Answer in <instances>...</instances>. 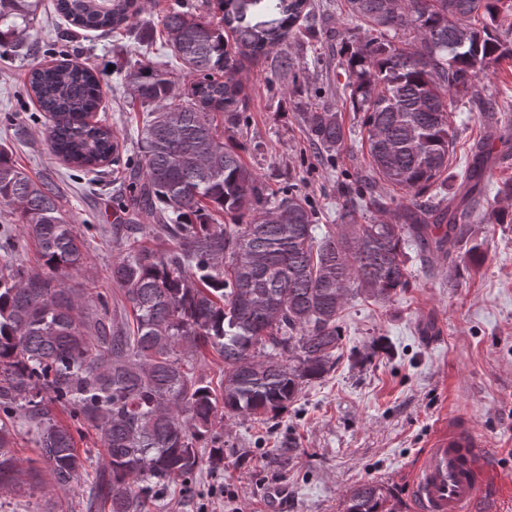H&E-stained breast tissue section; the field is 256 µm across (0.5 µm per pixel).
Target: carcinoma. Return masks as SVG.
<instances>
[{
	"instance_id": "carcinoma-1",
	"label": "carcinoma",
	"mask_w": 512,
	"mask_h": 512,
	"mask_svg": "<svg viewBox=\"0 0 512 512\" xmlns=\"http://www.w3.org/2000/svg\"><path fill=\"white\" fill-rule=\"evenodd\" d=\"M348 16L371 36L346 59L349 100L363 113L374 174L413 194L392 220L355 224V210L385 209L387 196L347 185L350 206L336 232L317 238L319 217L294 189H273L224 145L217 116L240 117L238 60L266 55L307 15V0H250L269 20L246 21L239 0H216L215 23L197 5L175 0L161 19L164 46L192 82L175 92L166 70L140 66L124 74L131 102L146 112L137 129L138 158L127 159L129 196L121 209L153 216L154 235L171 242L158 251L137 238L121 244L110 279L134 315V329L101 319L88 328L66 278L87 262L56 185L35 180L0 149V200L14 206L55 276L24 268L0 232V410L34 429L40 457L60 486L91 462L75 448L53 406L100 433L98 454L109 472L90 497L110 512H151L160 488L196 485L197 445L215 442L227 415L273 417L302 386L336 366L340 314L350 297L391 299L410 286L405 248L425 264L453 258L480 206L494 140L501 157L512 140L494 137L499 105L479 96L470 77L479 64L512 59L499 29L512 30V0H405L392 15L385 0H346ZM41 0H0V45L24 46ZM146 8L145 0H56L79 29L113 31ZM234 45L224 40V29ZM412 30L416 42L397 46L384 32ZM28 45L35 46L36 42ZM29 89L52 125L51 152L86 170L120 164L111 127L90 120L101 104L100 80L72 61L32 70ZM470 97L485 133L470 147L472 163L459 203L438 198L457 140L449 122L454 96ZM315 143L344 144L335 112H306ZM224 358L222 394L193 376L197 352ZM12 433L0 424V486L14 480ZM390 493L367 483L350 491L346 512H395Z\"/></svg>"
}]
</instances>
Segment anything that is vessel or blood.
<instances>
[{
  "label": "vessel or blood",
  "instance_id": "1",
  "mask_svg": "<svg viewBox=\"0 0 512 512\" xmlns=\"http://www.w3.org/2000/svg\"><path fill=\"white\" fill-rule=\"evenodd\" d=\"M487 460L461 430L436 438L415 468L410 489L419 512H468L487 492L477 473Z\"/></svg>",
  "mask_w": 512,
  "mask_h": 512
}]
</instances>
